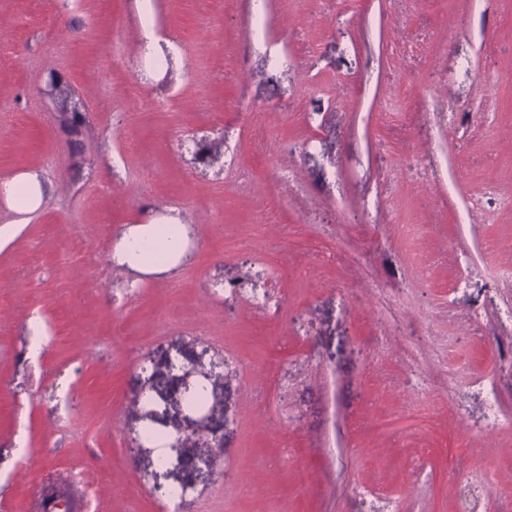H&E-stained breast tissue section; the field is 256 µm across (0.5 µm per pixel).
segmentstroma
<instances>
[{
	"mask_svg": "<svg viewBox=\"0 0 512 512\" xmlns=\"http://www.w3.org/2000/svg\"><path fill=\"white\" fill-rule=\"evenodd\" d=\"M150 3L184 48L145 88L166 112L124 95L137 0H0V114L19 117L0 180L45 188L29 213L0 199V512L67 485L81 512H166L154 485L186 479L187 512H352L361 492L460 512L480 461L501 489L483 512H512V429L482 416L491 389L512 418V283L465 286L487 251L512 262V0ZM53 73L76 136L42 94ZM221 129L249 187L183 146ZM164 209L192 229L187 258L115 265ZM264 264L275 320L229 290ZM187 370L211 372L208 408H188ZM150 427L207 460L158 465Z\"/></svg>",
	"mask_w": 512,
	"mask_h": 512,
	"instance_id": "stroma-1",
	"label": "stroma"
}]
</instances>
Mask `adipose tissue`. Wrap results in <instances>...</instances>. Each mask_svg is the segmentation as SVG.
Listing matches in <instances>:
<instances>
[{"mask_svg":"<svg viewBox=\"0 0 512 512\" xmlns=\"http://www.w3.org/2000/svg\"><path fill=\"white\" fill-rule=\"evenodd\" d=\"M0 196L30 212L42 204L44 188L38 175L22 173L0 184ZM187 236V227L172 217L159 224H141L121 238L112 258L118 265L142 272L170 268L182 259Z\"/></svg>","mask_w":512,"mask_h":512,"instance_id":"1","label":"adipose tissue"}]
</instances>
